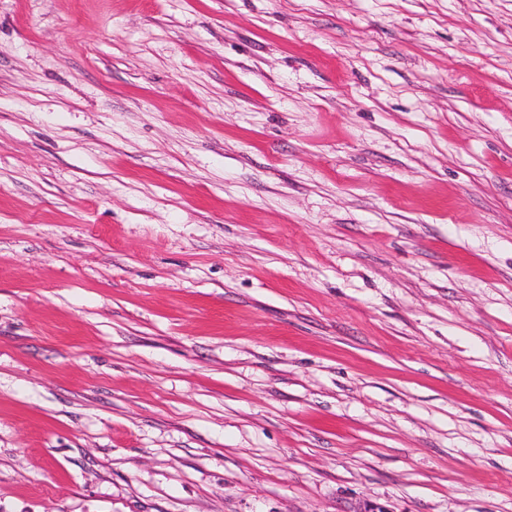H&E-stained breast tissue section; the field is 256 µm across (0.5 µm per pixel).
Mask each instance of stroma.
Instances as JSON below:
<instances>
[{
    "label": "stroma",
    "mask_w": 512,
    "mask_h": 512,
    "mask_svg": "<svg viewBox=\"0 0 512 512\" xmlns=\"http://www.w3.org/2000/svg\"><path fill=\"white\" fill-rule=\"evenodd\" d=\"M0 512H512V0H0Z\"/></svg>",
    "instance_id": "stroma-1"
}]
</instances>
